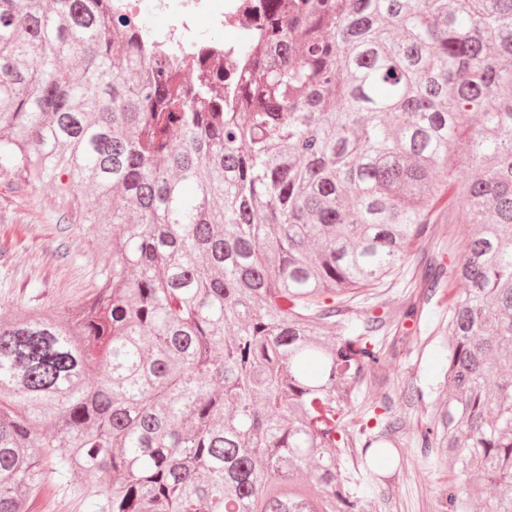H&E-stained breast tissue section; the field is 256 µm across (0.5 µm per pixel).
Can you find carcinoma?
<instances>
[{"mask_svg":"<svg viewBox=\"0 0 512 512\" xmlns=\"http://www.w3.org/2000/svg\"><path fill=\"white\" fill-rule=\"evenodd\" d=\"M258 41L185 86L112 0H0V171L93 196L112 245L83 303L0 316V512L76 473L97 512H372L349 464L404 470L406 422L351 403L456 284L419 440L459 464L438 512H512V0H280ZM445 193L455 281L353 305Z\"/></svg>","mask_w":512,"mask_h":512,"instance_id":"1","label":"carcinoma"}]
</instances>
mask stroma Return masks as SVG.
Wrapping results in <instances>:
<instances>
[{"label": "stroma", "instance_id": "1", "mask_svg": "<svg viewBox=\"0 0 512 512\" xmlns=\"http://www.w3.org/2000/svg\"><path fill=\"white\" fill-rule=\"evenodd\" d=\"M94 198L82 195L62 203L45 184L25 182L0 171V314L13 309H47L75 305L92 293L102 272L112 265V252L83 224L84 213L97 209ZM463 252L462 227L440 221L432 243L414 247L408 268L382 287L361 289L357 301L365 310L382 313L401 305L420 285L409 274L412 267L435 258L446 276H453ZM425 333L407 322L403 342L386 349L387 363L376 383L364 390L360 404L404 418L406 452L410 465L396 471L380 468L375 512H436V492L456 472L443 449L423 454L416 439L417 425L439 414L446 395L434 392L421 403L403 396L409 381L432 383L437 372L435 352L424 343Z\"/></svg>", "mask_w": 512, "mask_h": 512}]
</instances>
